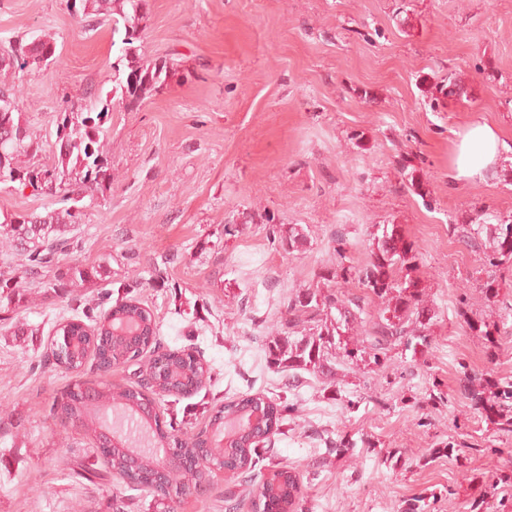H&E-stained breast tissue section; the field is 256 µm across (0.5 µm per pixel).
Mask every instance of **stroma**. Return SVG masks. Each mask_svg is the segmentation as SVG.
Returning a JSON list of instances; mask_svg holds the SVG:
<instances>
[{"label":"stroma","instance_id":"1","mask_svg":"<svg viewBox=\"0 0 512 512\" xmlns=\"http://www.w3.org/2000/svg\"><path fill=\"white\" fill-rule=\"evenodd\" d=\"M141 53L180 72L138 109L112 104L104 140L112 185L87 201L60 267L103 276L53 294V270L24 275L0 247V270L25 293L0 309V512H159L153 497L113 479L82 432L51 412L75 381L45 361L58 324L102 314L132 296L153 313L166 345L213 369L197 394L165 398V417L197 431L215 403L245 392L286 395L293 411L256 458L250 483L217 473L207 512L271 466L296 472L310 512H512V433L465 393L470 376L512 383V269L489 300L478 253L454 224L462 212H512V0H149ZM53 36L59 62L31 65L17 95L23 119L53 162V117L112 88L120 53L111 23L82 31L66 0H0V47ZM460 74L467 97L431 107L425 91ZM493 125L509 146L496 172L455 186L457 131ZM412 158L422 193L404 185ZM401 224L419 251L426 345L393 346L383 366L340 362L334 378L269 370L265 336L288 318V297L343 262L359 269L375 225ZM299 224L305 246L270 241ZM343 235L337 247L335 235ZM496 322L494 337L458 316ZM343 439L356 441L336 451Z\"/></svg>","mask_w":512,"mask_h":512}]
</instances>
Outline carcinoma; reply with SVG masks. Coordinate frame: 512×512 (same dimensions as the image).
I'll use <instances>...</instances> for the list:
<instances>
[{"label":"carcinoma","mask_w":512,"mask_h":512,"mask_svg":"<svg viewBox=\"0 0 512 512\" xmlns=\"http://www.w3.org/2000/svg\"><path fill=\"white\" fill-rule=\"evenodd\" d=\"M148 0H79L75 16L83 29L103 18L112 19V33L120 36V55L112 63V97L132 110L146 95L168 84L179 72L175 59L151 62L140 54ZM56 43L51 37L19 40L0 51V183H19L63 204L61 208L42 213H17L0 209V236L10 242H19L25 251V273L38 276L56 258L68 254L70 238L66 227L82 221V207L78 203L85 193L112 182V161L101 140V128L109 115L110 103L96 97L83 111L66 106L55 114L56 157L46 164L35 160L39 143L30 125L23 120L14 102L16 84L7 82L10 70H24L29 65L56 62ZM429 93L433 100L449 97L462 98L468 94L459 75L450 72L437 81ZM418 169L411 160H402L400 173L410 187H422ZM470 225L463 242L483 254V263L477 273L480 287L489 298L499 295L497 271L504 264L512 265V213L504 214L490 207L466 212L457 219ZM278 243L290 250L304 246L306 236L298 224L279 227L273 232ZM419 252L400 224L390 222L376 225L372 248L366 265L358 270V282L374 296L383 300L384 308L370 329L366 330L369 345L360 347L350 340L349 331L355 323H364V308L358 298H348L341 282L347 280L349 269L338 262L321 276L323 286L302 288L288 296V321L274 334L265 337L263 351L269 368L304 370L328 376L333 373L336 358L356 361L368 355L376 366L384 364L388 351L395 345L412 346L417 341L427 343L433 325V315L423 306L421 280L417 275ZM101 271L77 266L66 268L56 281L88 280ZM20 293L11 272L0 271V305L14 303ZM459 317L469 330L492 336L496 326L481 319L474 320L464 307ZM68 333L75 343L74 352L64 357L50 351L47 361L76 374L90 366L100 376L112 371V362L118 359L128 363L149 356L147 366L152 371L166 369L173 380H165L155 387L144 389L141 382L121 386L92 380H83L61 391L52 404L59 419L78 424L94 444H99L104 433L121 432L115 446L101 451L112 475L123 483L141 487L137 474H129L128 454L140 457V469L152 470L156 453L154 448L171 445L182 458L206 457V462L177 483L198 490L196 501L206 507L212 467L237 474L251 468L259 455L257 442L250 435L236 434L237 425L248 418L252 405L266 404L267 422L278 432L288 422L291 411L288 402L271 399L261 392L245 393L224 400L210 409L204 428L188 432L174 420H165L160 412L146 415L141 411L156 396L185 397L197 393L212 381V368L195 361L191 353L163 345L157 336V325L151 312L142 303L128 297L86 324L72 320L59 325L56 335ZM467 389L474 405L484 411L507 407L512 401V384L474 382ZM99 387L100 405L112 410L121 409L113 427L97 418L83 400V386ZM260 500L262 512H305L300 496L298 477L285 467H274L262 482Z\"/></svg>","instance_id":"cac0c4a2"}]
</instances>
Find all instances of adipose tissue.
<instances>
[{
	"instance_id": "adipose-tissue-1",
	"label": "adipose tissue",
	"mask_w": 512,
	"mask_h": 512,
	"mask_svg": "<svg viewBox=\"0 0 512 512\" xmlns=\"http://www.w3.org/2000/svg\"><path fill=\"white\" fill-rule=\"evenodd\" d=\"M502 151L503 146L492 126L472 122L459 138L449 175L457 182L484 179L496 166Z\"/></svg>"
}]
</instances>
